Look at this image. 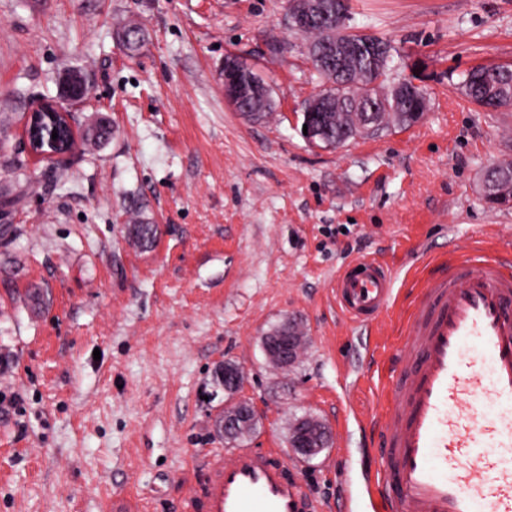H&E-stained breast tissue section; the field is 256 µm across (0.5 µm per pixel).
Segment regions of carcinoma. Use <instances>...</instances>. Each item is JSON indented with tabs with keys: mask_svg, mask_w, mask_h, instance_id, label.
Segmentation results:
<instances>
[{
	"mask_svg": "<svg viewBox=\"0 0 512 512\" xmlns=\"http://www.w3.org/2000/svg\"><path fill=\"white\" fill-rule=\"evenodd\" d=\"M338 0H322L321 5L336 17V35L325 34L322 25L314 22L294 32L309 38L307 55L315 75L323 89L325 111H309V102H304L302 123L318 131L316 145L323 148H337L368 134H375L390 127H409L418 122L419 102L403 95V90L412 83V77L394 75L397 67L406 63L395 62L397 51L390 41L372 34L347 30L348 6L343 12H336ZM113 35L119 45L135 52L146 41L143 27L134 22H125ZM368 40L375 45L374 54H358L349 50L352 43ZM64 72L74 76L71 82L58 85V97L70 105H77L88 99L89 83L87 74L81 69L66 68ZM459 86L465 97L479 106L487 99H496L501 106H512V68L486 66L462 74ZM275 100L270 87H247V95L237 111L250 120L259 121L274 111ZM12 123V114H0V166L17 182L31 186L28 175L30 154L20 146L11 145L7 126ZM113 130L105 118L84 126L82 140L100 143L112 138ZM493 177L499 181L501 190L512 197V162L497 164ZM130 235L143 249L153 246L158 236L156 224H132Z\"/></svg>",
	"mask_w": 512,
	"mask_h": 512,
	"instance_id": "1",
	"label": "carcinoma"
}]
</instances>
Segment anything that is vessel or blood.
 I'll use <instances>...</instances> for the list:
<instances>
[{
  "mask_svg": "<svg viewBox=\"0 0 512 512\" xmlns=\"http://www.w3.org/2000/svg\"><path fill=\"white\" fill-rule=\"evenodd\" d=\"M395 269L372 258L336 275L358 323L396 301ZM367 485L372 512H512V262L472 248L442 263L411 310ZM280 448H229L208 512H317Z\"/></svg>",
  "mask_w": 512,
  "mask_h": 512,
  "instance_id": "b4317fda",
  "label": "vessel or blood"
}]
</instances>
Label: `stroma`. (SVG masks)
I'll return each instance as SVG.
<instances>
[{"instance_id": "stroma-1", "label": "stroma", "mask_w": 512, "mask_h": 512, "mask_svg": "<svg viewBox=\"0 0 512 512\" xmlns=\"http://www.w3.org/2000/svg\"><path fill=\"white\" fill-rule=\"evenodd\" d=\"M350 5L352 30L417 66L429 109L409 128L318 149L299 109L321 86L287 0H0V112L16 113L14 133L56 99L60 70L87 63L77 118L115 130L61 156L66 183L31 159L36 191L0 202V512H207L227 447L215 381L227 362L256 412L244 447L288 448L295 419H320L329 446L289 458V475L319 512H365L369 423L411 288L475 240L512 250V208L481 193L486 169L512 160V111L457 88L475 66L512 65V0ZM123 18L149 33L137 53L112 35ZM229 55L273 87L265 119L225 102ZM135 219L158 225L151 249L132 241ZM366 257L394 267L398 295L360 326L338 308L335 278ZM289 317L307 346L284 372L262 342Z\"/></svg>"}]
</instances>
